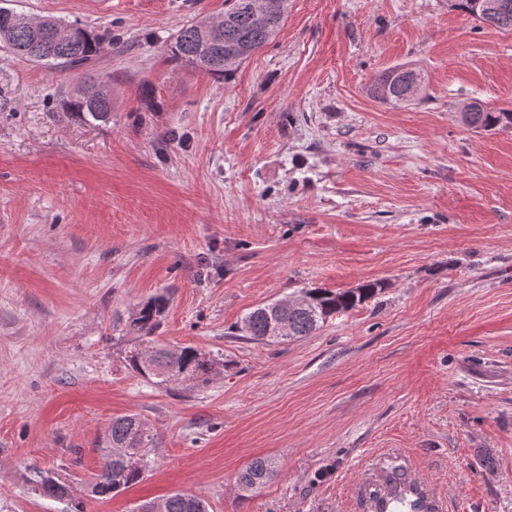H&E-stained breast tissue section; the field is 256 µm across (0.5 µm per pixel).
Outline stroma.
Listing matches in <instances>:
<instances>
[{
	"label": "stroma",
	"instance_id": "stroma-1",
	"mask_svg": "<svg viewBox=\"0 0 512 512\" xmlns=\"http://www.w3.org/2000/svg\"><path fill=\"white\" fill-rule=\"evenodd\" d=\"M107 35L76 70L0 44V512H133L172 492L211 512H368L398 471L445 512H512V32L449 0H289L276 39L217 80L170 57L224 0H0ZM407 64L423 96L369 95ZM107 121L66 111L85 78ZM373 298L286 344L236 326L315 286ZM226 364L208 389L134 373L126 323ZM150 472L86 487L113 418ZM273 462L244 494L237 476ZM42 472L67 490L35 493ZM476 109L464 119L469 126L492 130L500 125H512V111L496 112L475 103Z\"/></svg>",
	"mask_w": 512,
	"mask_h": 512
}]
</instances>
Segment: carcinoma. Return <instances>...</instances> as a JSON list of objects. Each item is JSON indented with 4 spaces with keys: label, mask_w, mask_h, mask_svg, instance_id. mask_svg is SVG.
Here are the masks:
<instances>
[{
    "label": "carcinoma",
    "mask_w": 512,
    "mask_h": 512,
    "mask_svg": "<svg viewBox=\"0 0 512 512\" xmlns=\"http://www.w3.org/2000/svg\"><path fill=\"white\" fill-rule=\"evenodd\" d=\"M251 0H225L224 43L203 46L205 19L180 28L170 46L173 61L190 66L215 79L233 73L243 62L271 43L281 30L288 14L284 0H268L267 24L254 23L250 11ZM502 9L491 16L476 20L502 30L512 31V0H501ZM59 21L25 17L11 8L0 7V43L25 60L51 68L77 69L87 64L99 52L105 36L83 30L75 39L55 38ZM420 70L398 66L384 71L370 86L369 95L383 103L401 106L414 100V91L422 90ZM84 92L66 102L68 109L84 120L104 121L112 112V99L102 82L89 79ZM470 126L492 130L500 125H512V111L496 112L477 105L464 119ZM380 282H366L343 293L326 288H307L299 292L301 305L288 311L278 302H268L248 312L237 326L239 332L251 340L288 342L310 335L328 318L336 307L348 311L373 297ZM167 299L158 295L143 303L128 317L129 327L145 344L144 351L134 350L130 365L144 378L157 385L181 383L190 389L204 390L216 380L224 364L192 347L168 348L153 345L152 335L159 327ZM106 443L112 446V455H103L99 472L89 484L95 497H107L125 490L142 480L150 471L149 452L158 447L157 434L137 415H125L112 421L107 429ZM272 463L264 458L253 461L238 476L241 491L249 492L263 485L272 474ZM40 494L62 497L65 489L48 477L36 480ZM163 512H209V504L194 494L175 492L162 500Z\"/></svg>",
    "instance_id": "cac0c4a2"
}]
</instances>
